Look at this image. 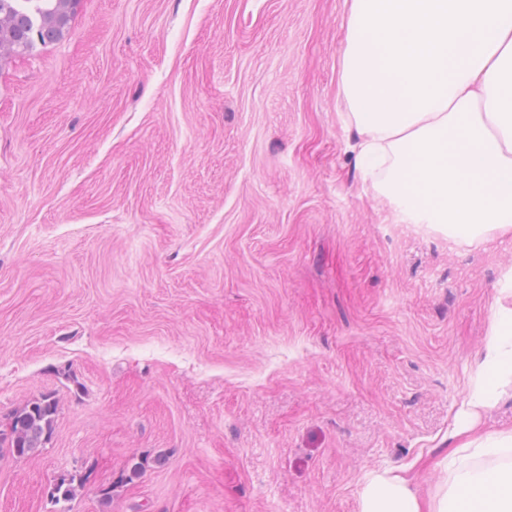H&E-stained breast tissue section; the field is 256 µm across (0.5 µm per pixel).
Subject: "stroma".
Instances as JSON below:
<instances>
[{"mask_svg":"<svg viewBox=\"0 0 512 512\" xmlns=\"http://www.w3.org/2000/svg\"><path fill=\"white\" fill-rule=\"evenodd\" d=\"M347 15L81 0L0 63V429L59 402L42 453L0 451V512H359L447 454L512 238L363 189Z\"/></svg>","mask_w":512,"mask_h":512,"instance_id":"1","label":"stroma"}]
</instances>
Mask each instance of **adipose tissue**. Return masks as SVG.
I'll return each instance as SVG.
<instances>
[{"label":"adipose tissue","instance_id":"ef3b65f1","mask_svg":"<svg viewBox=\"0 0 512 512\" xmlns=\"http://www.w3.org/2000/svg\"><path fill=\"white\" fill-rule=\"evenodd\" d=\"M345 118L364 183L404 224L454 244L512 238V0H350ZM512 398V270L439 462L452 484L426 498L406 471L372 474L361 512H512V425L483 417Z\"/></svg>","mask_w":512,"mask_h":512}]
</instances>
